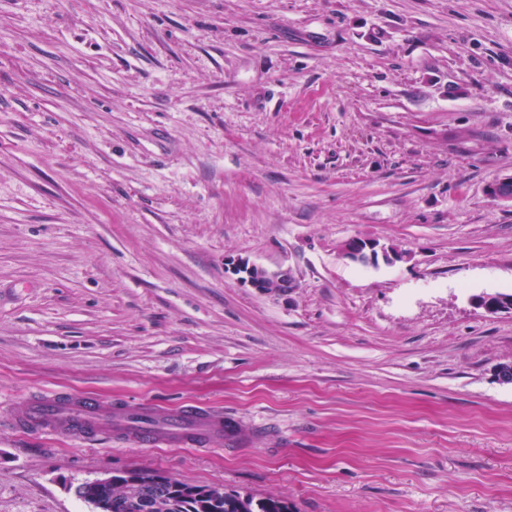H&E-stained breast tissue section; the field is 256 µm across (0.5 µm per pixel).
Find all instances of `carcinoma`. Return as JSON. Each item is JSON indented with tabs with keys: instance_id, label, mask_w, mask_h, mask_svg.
I'll use <instances>...</instances> for the list:
<instances>
[{
	"instance_id": "1",
	"label": "carcinoma",
	"mask_w": 512,
	"mask_h": 512,
	"mask_svg": "<svg viewBox=\"0 0 512 512\" xmlns=\"http://www.w3.org/2000/svg\"><path fill=\"white\" fill-rule=\"evenodd\" d=\"M77 495L104 512H288L275 499L254 500L218 486L191 485L157 471L132 470L112 475V482H86Z\"/></svg>"
}]
</instances>
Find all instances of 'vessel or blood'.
Instances as JSON below:
<instances>
[{
    "label": "vessel or blood",
    "instance_id": "1",
    "mask_svg": "<svg viewBox=\"0 0 512 512\" xmlns=\"http://www.w3.org/2000/svg\"><path fill=\"white\" fill-rule=\"evenodd\" d=\"M0 421L45 435L81 439L94 433L122 435L141 448H205L224 439V418L192 405L163 412L148 405H111L94 396L40 394L22 408L0 411Z\"/></svg>",
    "mask_w": 512,
    "mask_h": 512
}]
</instances>
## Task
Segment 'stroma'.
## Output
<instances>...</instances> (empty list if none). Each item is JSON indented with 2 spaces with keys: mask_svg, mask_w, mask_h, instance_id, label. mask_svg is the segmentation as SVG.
I'll return each mask as SVG.
<instances>
[{
  "mask_svg": "<svg viewBox=\"0 0 512 512\" xmlns=\"http://www.w3.org/2000/svg\"><path fill=\"white\" fill-rule=\"evenodd\" d=\"M512 0H0V406L241 425L208 451L0 424V512L155 470L288 512H512ZM351 238L403 260L346 258ZM290 266L261 296L230 260Z\"/></svg>",
  "mask_w": 512,
  "mask_h": 512,
  "instance_id": "stroma-1",
  "label": "stroma"
}]
</instances>
